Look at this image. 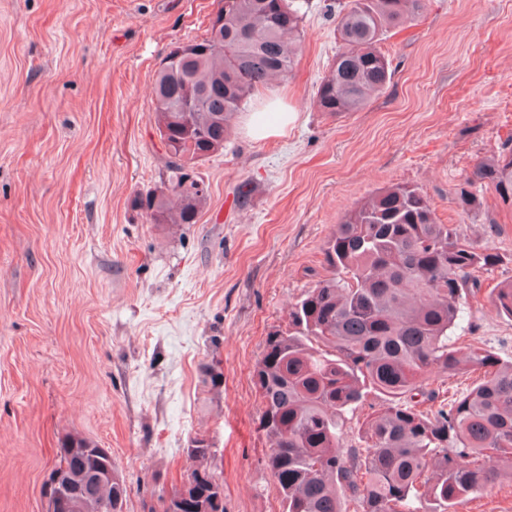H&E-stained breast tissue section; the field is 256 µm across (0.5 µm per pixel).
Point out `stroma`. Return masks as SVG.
<instances>
[{
    "label": "stroma",
    "mask_w": 512,
    "mask_h": 512,
    "mask_svg": "<svg viewBox=\"0 0 512 512\" xmlns=\"http://www.w3.org/2000/svg\"><path fill=\"white\" fill-rule=\"evenodd\" d=\"M300 5L293 75L254 93L195 170L198 223L150 224L131 199L167 176L154 76L219 0H0V512H45L70 435L111 453L125 512H158L196 438L224 475V512H282L252 370L323 275L337 224L388 186L418 189L499 256L451 343L512 358V318L486 296L512 281V204L475 179L512 136V0H428L380 43L391 83L335 119L313 98L336 20L324 0ZM275 99L293 116L284 134L250 138L245 119ZM468 179L483 207L465 215Z\"/></svg>",
    "instance_id": "stroma-1"
}]
</instances>
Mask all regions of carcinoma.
<instances>
[{
    "label": "carcinoma",
    "instance_id": "carcinoma-1",
    "mask_svg": "<svg viewBox=\"0 0 512 512\" xmlns=\"http://www.w3.org/2000/svg\"><path fill=\"white\" fill-rule=\"evenodd\" d=\"M427 0H347L336 13L340 48L318 86L314 105L330 117L361 109L391 82L379 43L390 30L421 18ZM223 24L170 49L156 72L154 123L167 156L161 185L132 199L150 224H195L208 187L197 189V164L224 150L230 120L247 100L291 74L301 49L302 15L294 0H220ZM477 177L512 201V151L480 163ZM462 213L482 207L472 182L456 191ZM500 261L437 223L428 199L391 186L351 210L324 250L326 274L288 314V329L266 336L252 377L262 399L259 428L270 443L266 466L283 512H458L470 495L512 472V360L490 350L456 356L450 333L473 275ZM512 318V282L489 293ZM435 369L456 376L483 371L460 398L435 411ZM371 395L386 407L362 423L359 445L344 444L348 415ZM91 441L70 436L61 461L74 476L94 464L112 479L85 498L82 512H107L127 499L126 483L108 458L84 454ZM202 463L189 507L217 512L211 489L221 475ZM356 504L351 510L348 504Z\"/></svg>",
    "mask_w": 512,
    "mask_h": 512
}]
</instances>
